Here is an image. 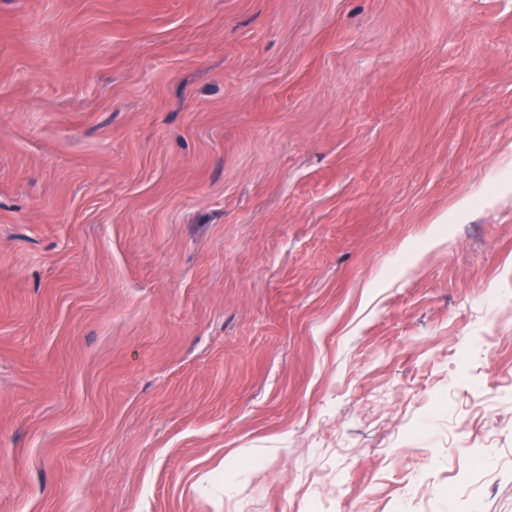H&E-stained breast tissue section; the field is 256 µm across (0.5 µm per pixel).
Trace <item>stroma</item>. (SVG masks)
I'll use <instances>...</instances> for the list:
<instances>
[{"instance_id":"stroma-1","label":"stroma","mask_w":512,"mask_h":512,"mask_svg":"<svg viewBox=\"0 0 512 512\" xmlns=\"http://www.w3.org/2000/svg\"><path fill=\"white\" fill-rule=\"evenodd\" d=\"M0 512H512V0H0Z\"/></svg>"}]
</instances>
